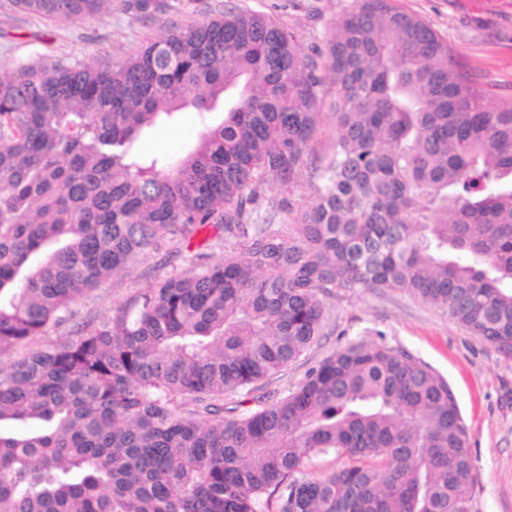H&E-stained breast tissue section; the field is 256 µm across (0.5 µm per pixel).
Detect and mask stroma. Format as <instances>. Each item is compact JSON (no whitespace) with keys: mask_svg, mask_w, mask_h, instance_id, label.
Wrapping results in <instances>:
<instances>
[{"mask_svg":"<svg viewBox=\"0 0 512 512\" xmlns=\"http://www.w3.org/2000/svg\"><path fill=\"white\" fill-rule=\"evenodd\" d=\"M162 11L141 15L124 9L122 0L93 16L50 21L0 9V75L29 61L62 56L76 63L117 64L150 40L186 25L213 19L225 7L238 5L272 18L292 32L300 53L324 62L342 13L354 0H164ZM395 6L424 20L447 40L459 67L483 91L487 103L512 100V0H394ZM195 113L178 123L157 124L137 144L141 154L184 157L198 135ZM336 137L330 113H322L309 146L307 166L287 191L292 208L276 212L274 224L288 231L313 201L317 170ZM172 253L160 250L140 256L72 306V317L54 328L51 343L75 339L86 325L111 317L114 310L147 284L188 272L196 245ZM328 319L318 341L298 361L258 383L250 391L228 393L225 406L255 409L285 397L312 368L350 343L378 340L440 374L456 395L468 428L477 479L472 512H512V360L440 311L407 294L387 290L338 292L325 298Z\"/></svg>","mask_w":512,"mask_h":512,"instance_id":"stroma-1","label":"stroma"}]
</instances>
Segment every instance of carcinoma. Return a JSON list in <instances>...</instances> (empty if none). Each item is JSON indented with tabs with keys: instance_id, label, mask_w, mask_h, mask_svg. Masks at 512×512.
Returning a JSON list of instances; mask_svg holds the SVG:
<instances>
[{
	"instance_id": "carcinoma-1",
	"label": "carcinoma",
	"mask_w": 512,
	"mask_h": 512,
	"mask_svg": "<svg viewBox=\"0 0 512 512\" xmlns=\"http://www.w3.org/2000/svg\"><path fill=\"white\" fill-rule=\"evenodd\" d=\"M108 2L8 0L48 20ZM323 80L336 141L283 234L259 202L304 167ZM189 108L186 156L137 152ZM208 227L239 254H195L194 273L0 368V512H471L455 394L391 347L351 343L255 411L223 400L298 360L339 291H403L512 360V101L485 105L392 0H355L322 79L289 32L236 7L120 64L0 77V355ZM330 454L344 464L311 476Z\"/></svg>"
}]
</instances>
